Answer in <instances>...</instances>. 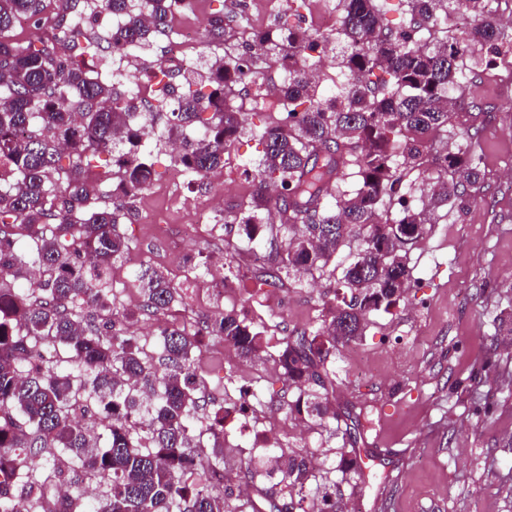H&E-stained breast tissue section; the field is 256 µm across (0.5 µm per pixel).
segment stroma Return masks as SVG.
I'll use <instances>...</instances> for the list:
<instances>
[{
    "instance_id": "obj_1",
    "label": "stroma",
    "mask_w": 512,
    "mask_h": 512,
    "mask_svg": "<svg viewBox=\"0 0 512 512\" xmlns=\"http://www.w3.org/2000/svg\"><path fill=\"white\" fill-rule=\"evenodd\" d=\"M235 2L190 0L174 24L199 27L223 12V48L230 52L238 50L242 29L258 33L288 16V0H251L250 13L238 22ZM258 64L257 89L267 102L242 107V131L215 178L192 184L177 178L167 152L166 113H158L149 130L155 176L116 226L128 249L109 281L116 304L131 316L129 329L147 347L155 345L159 322L191 329L231 308L281 339L316 330L334 301L340 273L329 267L285 279L266 306L257 304L252 254L259 249L274 258L284 238L271 222L248 239L235 221L255 190L241 165L259 159L258 131L284 115L277 57H259ZM469 93L475 106L458 104L448 132L469 134L484 165L483 183L466 209L434 201L443 142L424 149L412 194L428 205L432 225L408 251L411 286L397 306L369 316L364 336L327 359L329 400L337 413L357 418L359 445L374 462L366 484L345 487L349 512L359 505L378 512L385 497L391 500L387 512H512V336L498 332L500 314L512 310V70L478 73ZM216 194L224 203L220 235L201 211ZM214 255L223 256L225 275L238 278L234 292L183 293L163 318L145 311L136 279L141 269H159L178 286L194 277L192 261ZM277 352L273 345L247 360L207 336L193 366L207 401L231 408L240 402L241 387L253 386L259 428L282 447L316 453L320 467L332 469L345 440L331 421L305 434L295 426L288 405L297 392L284 385Z\"/></svg>"
}]
</instances>
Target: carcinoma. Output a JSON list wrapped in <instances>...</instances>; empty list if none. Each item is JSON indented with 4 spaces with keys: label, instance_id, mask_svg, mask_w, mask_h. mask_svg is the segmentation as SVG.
Returning <instances> with one entry per match:
<instances>
[{
    "label": "carcinoma",
    "instance_id": "carcinoma-1",
    "mask_svg": "<svg viewBox=\"0 0 512 512\" xmlns=\"http://www.w3.org/2000/svg\"><path fill=\"white\" fill-rule=\"evenodd\" d=\"M57 26L65 34L35 48L8 39L15 24L41 21L42 0H0V512H37L52 486L66 487L59 512H344L343 482L362 476L361 449L339 448L338 472L321 470L314 454L276 446L249 458L250 482L273 471L279 480L241 498L224 483V420L230 411L200 396L193 352L200 337L217 336L243 358L264 351L268 339L233 310L195 326L159 329L163 363L148 358L126 328L107 287L127 243L115 224L147 190L154 170L146 141L127 139L148 129L152 112H139L134 90L120 94L79 49L88 39L73 0H58ZM178 0H141L121 33L134 53L169 25ZM340 27L329 35L301 26L253 34L279 57L288 76L286 116L258 134L263 154L252 167L256 191L239 217L253 239L272 202L284 246L254 272L281 285L301 269L324 270L346 248L344 291L317 331L284 338L277 354L282 376L299 390L290 412L306 420L336 418L322 390L331 351L363 336L368 317L400 300L412 278L408 246L429 228L406 205L407 174L398 158L412 159L432 139L448 134L457 105L450 92L467 79L473 53L486 51L491 69L509 40L492 18L491 0H463L473 25H448L455 0H406L409 18L397 29L384 23L385 0H342ZM205 42H224V13L213 15ZM343 44L338 67L345 81L322 96L310 77L324 47ZM148 78L178 97L168 133L179 144L177 163L200 172L224 167V154L241 130L232 104L257 62L216 56L202 71L181 75L148 61ZM388 75L369 80L374 71ZM448 176L438 196L465 205L484 171L468 139L438 154ZM354 184L338 194L343 167ZM31 242L33 275L17 248ZM146 311L166 314L180 298L157 271L137 274ZM52 351L44 365L40 351ZM213 449L216 461L194 454ZM106 485L91 500L85 482Z\"/></svg>",
    "mask_w": 512,
    "mask_h": 512
}]
</instances>
